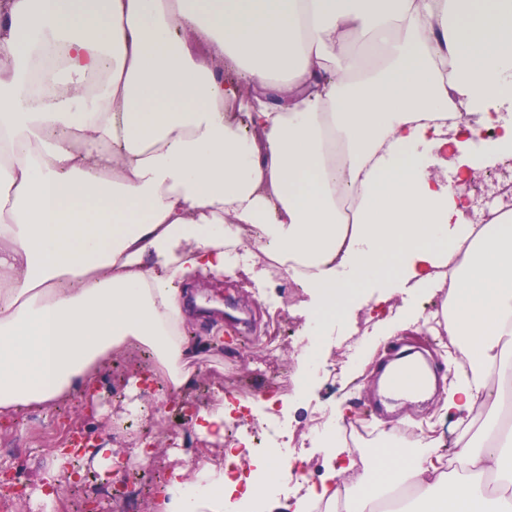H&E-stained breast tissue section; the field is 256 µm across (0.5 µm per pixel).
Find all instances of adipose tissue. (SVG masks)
I'll return each mask as SVG.
<instances>
[{"mask_svg":"<svg viewBox=\"0 0 512 512\" xmlns=\"http://www.w3.org/2000/svg\"><path fill=\"white\" fill-rule=\"evenodd\" d=\"M361 40L382 46L378 65L360 63ZM455 99L468 118L451 123ZM1 135V416L56 406L136 348L167 404L194 380L187 283L248 252L286 265L310 323L350 312L366 282L449 293L439 411L463 476L422 432L388 435L379 465L358 466L336 420L315 434L326 474L304 500L512 512V428L491 389L512 384V204L476 223L435 172L442 152L465 178L512 159V0H9ZM74 477L54 450L37 512ZM228 491L239 512L266 496L200 461L156 507L224 512Z\"/></svg>","mask_w":512,"mask_h":512,"instance_id":"1","label":"adipose tissue"}]
</instances>
